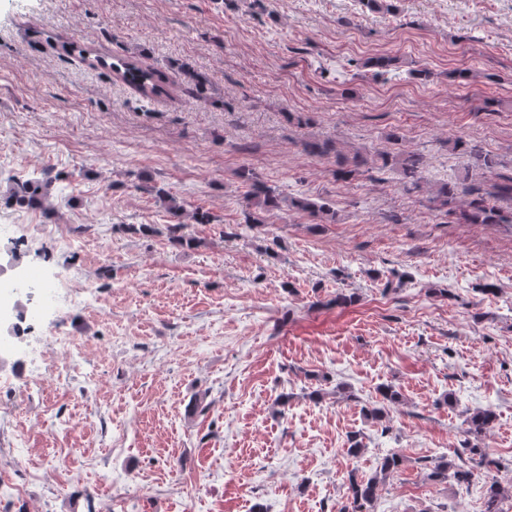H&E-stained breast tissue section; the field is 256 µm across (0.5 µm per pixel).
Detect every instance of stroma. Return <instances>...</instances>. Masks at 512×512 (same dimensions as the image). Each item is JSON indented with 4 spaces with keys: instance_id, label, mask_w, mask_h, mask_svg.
I'll list each match as a JSON object with an SVG mask.
<instances>
[{
    "instance_id": "stroma-1",
    "label": "stroma",
    "mask_w": 512,
    "mask_h": 512,
    "mask_svg": "<svg viewBox=\"0 0 512 512\" xmlns=\"http://www.w3.org/2000/svg\"><path fill=\"white\" fill-rule=\"evenodd\" d=\"M392 4L0 0V192L60 176L55 214L1 206L0 225L19 227L21 270L94 293L56 319L84 346L72 376L0 390V478L18 488L0 512H340L349 471L393 450L405 462L373 512H482V482L425 469L482 409L497 420L478 445L512 485V229L452 222L395 172L336 179L334 157L301 147L418 151L433 185L460 174L462 137L512 169V0ZM70 43L162 70L165 93ZM377 56L394 63L366 67ZM465 69L475 81L454 79ZM244 167L335 223L285 208L226 238ZM159 187L212 216L185 221L186 245ZM340 289L352 304L333 305ZM383 384L401 401L376 422L363 410Z\"/></svg>"
}]
</instances>
